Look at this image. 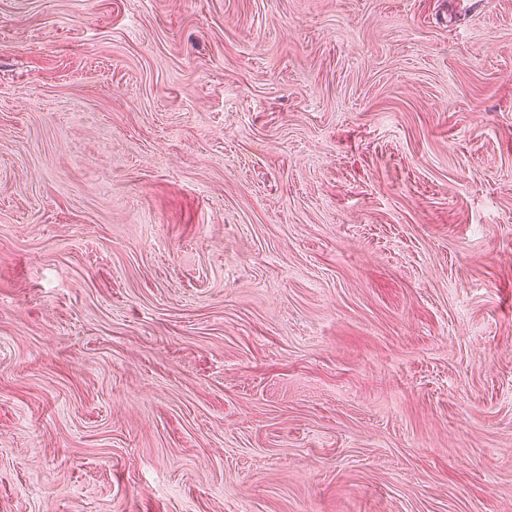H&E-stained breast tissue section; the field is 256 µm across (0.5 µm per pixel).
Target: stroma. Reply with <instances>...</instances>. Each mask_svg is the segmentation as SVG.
<instances>
[{
  "mask_svg": "<svg viewBox=\"0 0 512 512\" xmlns=\"http://www.w3.org/2000/svg\"><path fill=\"white\" fill-rule=\"evenodd\" d=\"M0 512H512V0H0Z\"/></svg>",
  "mask_w": 512,
  "mask_h": 512,
  "instance_id": "35a3bbf8",
  "label": "stroma"
}]
</instances>
